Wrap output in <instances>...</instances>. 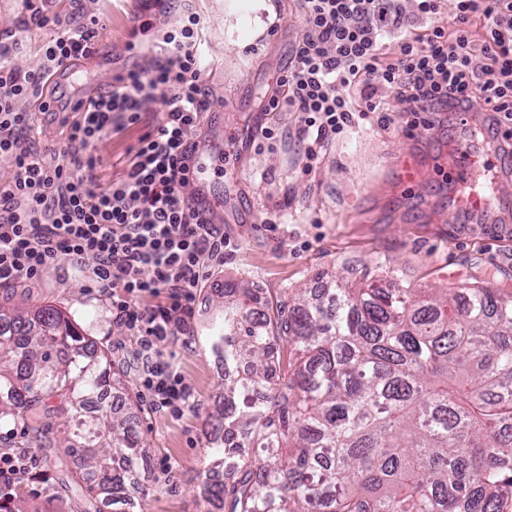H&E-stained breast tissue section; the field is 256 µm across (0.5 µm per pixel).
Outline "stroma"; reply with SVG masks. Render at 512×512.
I'll return each instance as SVG.
<instances>
[{"label": "stroma", "instance_id": "obj_1", "mask_svg": "<svg viewBox=\"0 0 512 512\" xmlns=\"http://www.w3.org/2000/svg\"><path fill=\"white\" fill-rule=\"evenodd\" d=\"M248 0H55L62 20L96 22L99 52L59 75L58 95L110 91L116 74L143 64L141 48L157 28L179 20L186 10L206 18L201 85L210 106L196 131L200 149L238 141L237 179L205 176L224 199V263L202 279L178 332L156 343L171 356L189 388L193 406L181 413L159 409L141 394L139 342L112 312V291L89 276L93 258L74 264L60 259L41 277L0 286V299L32 311L50 305L64 311L85 335L107 350L112 367L137 397L136 423L144 455L132 494L141 512H215L199 494L200 473L209 452L210 415L224 377L204 338L224 315V283L258 289L268 309L291 289L315 286L319 275L347 280L387 276L388 287L454 288L487 277L512 286V169L491 170L486 182L499 183V205L479 216L458 211L453 179L454 151L467 146L474 161L495 154L498 132L490 112H427L424 127L412 128L392 101L391 121L377 115L353 124L325 143L318 159L307 161L292 112H265L261 96L266 73L287 67L303 33L291 0H273L277 20L252 46H236ZM22 0H0V34L16 48L9 68L25 72L42 62L41 43L50 30L27 24ZM65 113L36 112L31 138L45 148L47 162L62 156ZM277 124L273 148L248 142L255 129ZM148 123L98 142L97 187L124 174L123 160ZM28 434L32 445L13 448L11 435ZM55 441L28 432L25 422L0 423V456L20 459L26 473L0 494L23 512H86L90 495L61 479Z\"/></svg>", "mask_w": 512, "mask_h": 512}]
</instances>
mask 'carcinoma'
I'll list each match as a JSON object with an SVG mask.
<instances>
[{
	"label": "carcinoma",
	"instance_id": "1",
	"mask_svg": "<svg viewBox=\"0 0 512 512\" xmlns=\"http://www.w3.org/2000/svg\"><path fill=\"white\" fill-rule=\"evenodd\" d=\"M224 444L201 492L226 512H512V289L299 288L277 315L224 284ZM108 355L62 311L0 304V420L66 415L58 463L135 512L139 434Z\"/></svg>",
	"mask_w": 512,
	"mask_h": 512
}]
</instances>
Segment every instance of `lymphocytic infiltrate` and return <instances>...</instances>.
I'll use <instances>...</instances> for the list:
<instances>
[{"label":"lymphocytic infiltrate","mask_w":512,"mask_h":512,"mask_svg":"<svg viewBox=\"0 0 512 512\" xmlns=\"http://www.w3.org/2000/svg\"><path fill=\"white\" fill-rule=\"evenodd\" d=\"M451 5L450 24L439 23ZM304 34L271 90L268 112L300 116L308 159L357 112H385L386 94L406 112H493L512 141V0H294ZM431 19L425 33L415 21ZM203 17L181 18L147 65L127 69L111 91L70 99L62 161L46 162L29 139L31 114L19 103L37 96L51 71L98 51L94 26L70 23L46 39L42 68H0V159L14 171L0 185V285L38 276L65 258L96 261L98 283L119 292L116 318L146 351L142 388L180 412L191 393L171 361L152 356L174 335L179 314L206 270L224 261V228L204 222L185 188V162L208 109L198 56ZM395 38L386 51L387 38ZM164 112L130 151L122 179L96 190L95 144L139 123L144 106Z\"/></svg>","instance_id":"obj_1"}]
</instances>
